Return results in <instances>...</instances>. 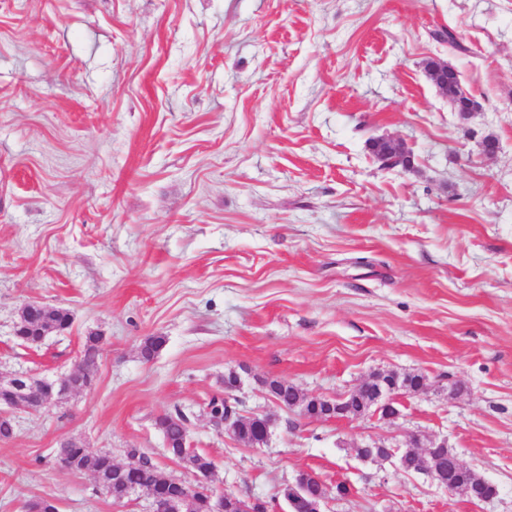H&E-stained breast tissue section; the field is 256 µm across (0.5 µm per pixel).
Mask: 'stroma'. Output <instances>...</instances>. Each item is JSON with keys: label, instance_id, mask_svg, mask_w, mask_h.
I'll return each instance as SVG.
<instances>
[{"label": "stroma", "instance_id": "35a3bbf8", "mask_svg": "<svg viewBox=\"0 0 512 512\" xmlns=\"http://www.w3.org/2000/svg\"><path fill=\"white\" fill-rule=\"evenodd\" d=\"M431 56L480 101L470 121ZM379 136L412 171L373 159ZM29 303L70 327L20 345ZM90 335L93 388L15 413L0 441V512H150L56 450L136 448L195 484L155 426L178 409L212 487L273 512L303 471L322 512H512V0H0V375L76 371ZM232 370L241 414L272 420L264 446L206 415ZM388 371L426 378L391 420L310 419L264 386L336 397ZM412 435L496 496L356 455Z\"/></svg>", "mask_w": 512, "mask_h": 512}]
</instances>
